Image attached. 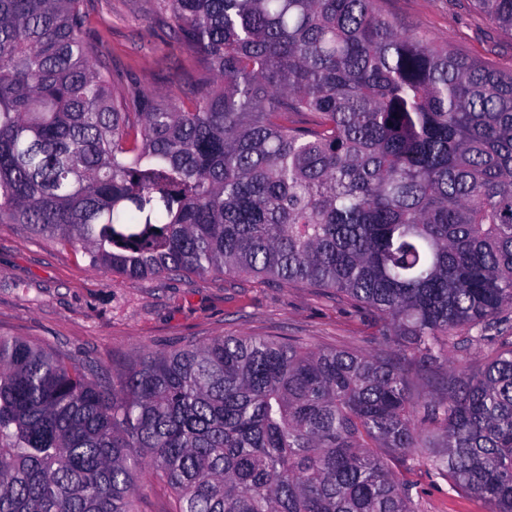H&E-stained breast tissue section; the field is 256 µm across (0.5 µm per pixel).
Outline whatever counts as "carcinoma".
<instances>
[{"label": "carcinoma", "instance_id": "1", "mask_svg": "<svg viewBox=\"0 0 512 512\" xmlns=\"http://www.w3.org/2000/svg\"><path fill=\"white\" fill-rule=\"evenodd\" d=\"M91 2L0 0V224L130 279L324 290L375 348L214 336L115 379L1 335L0 512H140L147 468L173 512H416L396 467L429 447L512 512V69L382 0H160L206 70L164 102Z\"/></svg>", "mask_w": 512, "mask_h": 512}]
</instances>
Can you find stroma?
I'll return each mask as SVG.
<instances>
[{
  "instance_id": "stroma-1",
  "label": "stroma",
  "mask_w": 512,
  "mask_h": 512,
  "mask_svg": "<svg viewBox=\"0 0 512 512\" xmlns=\"http://www.w3.org/2000/svg\"><path fill=\"white\" fill-rule=\"evenodd\" d=\"M383 7L476 60L512 67V34L467 0H384ZM167 22L158 0H92L86 30L110 46L116 70L165 97L199 72L189 49L166 44ZM0 334L94 360L116 378L142 351L224 334L294 337L359 352L373 346L368 324L319 289L193 273L146 281L105 275L14 224H0ZM403 476L420 512H486L481 500L451 490L426 465Z\"/></svg>"
}]
</instances>
